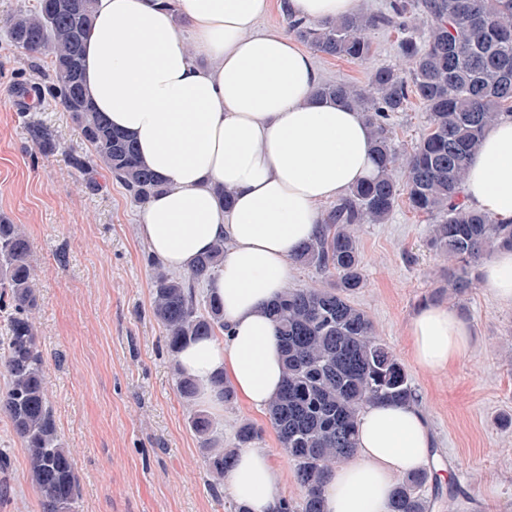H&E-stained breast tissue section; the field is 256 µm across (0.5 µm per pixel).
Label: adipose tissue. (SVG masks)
Returning a JSON list of instances; mask_svg holds the SVG:
<instances>
[{
  "label": "adipose tissue",
  "mask_w": 512,
  "mask_h": 512,
  "mask_svg": "<svg viewBox=\"0 0 512 512\" xmlns=\"http://www.w3.org/2000/svg\"><path fill=\"white\" fill-rule=\"evenodd\" d=\"M312 21L358 12L360 0H289ZM273 0H96L84 44L83 83L97 111L136 143L165 189L138 213L137 232L167 267L190 270L227 238L231 249L208 284L224 303V334L178 356L204 402L223 403L211 379L224 373L237 395L263 409L282 386V356L268 305L288 284L290 262L322 221L320 206L377 173L362 112L313 97L311 53L261 31ZM232 191L224 208L215 188ZM467 203L512 221V118L497 121L473 155ZM481 281L512 305V250L483 264ZM416 364L443 371L472 346L458 311L426 303L409 322ZM358 448L325 483L326 512H388L393 489L423 468L433 446L413 404L378 403L359 416ZM225 482L249 512H277L281 474L263 448H243Z\"/></svg>",
  "instance_id": "ef3b65f1"
}]
</instances>
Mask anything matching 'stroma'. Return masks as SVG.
Here are the masks:
<instances>
[{
  "instance_id": "obj_1",
  "label": "stroma",
  "mask_w": 512,
  "mask_h": 512,
  "mask_svg": "<svg viewBox=\"0 0 512 512\" xmlns=\"http://www.w3.org/2000/svg\"><path fill=\"white\" fill-rule=\"evenodd\" d=\"M363 61L314 53L323 81L367 86L373 68L400 62L398 35L368 34ZM53 79L52 59L30 57L0 28V215L23 225L34 250L38 305L32 314L45 358L47 393L79 480L74 512H231L228 489L213 491L191 407L177 389L175 362L151 311L148 251L137 235L140 210L126 189L97 170L98 190L72 168L69 153L90 154L57 100L37 96ZM55 130L60 149L44 156L27 138L29 119ZM418 99L389 121L393 145L411 148L425 133ZM430 222L398 200L385 224L357 232L365 284L352 297L403 363L434 441L432 462L449 480L427 484L429 512H512V306L482 285L450 299L475 344L445 371L415 363L408 324L436 288L443 259L426 245ZM211 442L230 448L242 421L262 431L282 474L280 493L301 501L303 488L281 450L266 411L241 400L212 413ZM0 512H42L27 456L0 414Z\"/></svg>"
}]
</instances>
